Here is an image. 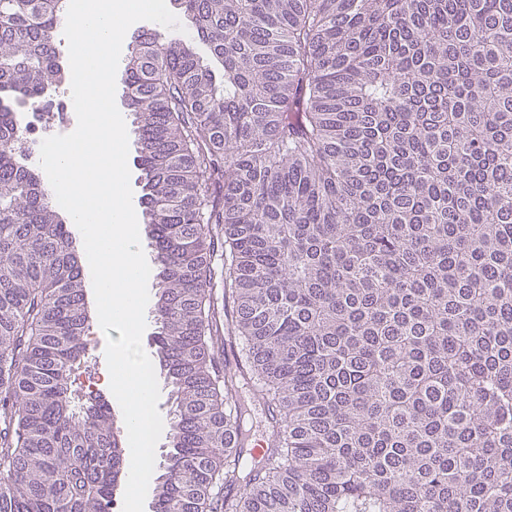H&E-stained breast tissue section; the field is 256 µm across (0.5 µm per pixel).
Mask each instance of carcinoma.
<instances>
[{
  "label": "carcinoma",
  "instance_id": "1",
  "mask_svg": "<svg viewBox=\"0 0 512 512\" xmlns=\"http://www.w3.org/2000/svg\"><path fill=\"white\" fill-rule=\"evenodd\" d=\"M171 2L211 58L143 32L124 77L174 406L152 512H512V0ZM64 7L0 0L17 105L65 78ZM21 135L0 100V512H110L124 441L72 396L82 268ZM244 384L259 460L224 447ZM242 400L247 407L245 424L253 440H264L268 434L267 406L255 397L248 388L242 390Z\"/></svg>",
  "mask_w": 512,
  "mask_h": 512
}]
</instances>
